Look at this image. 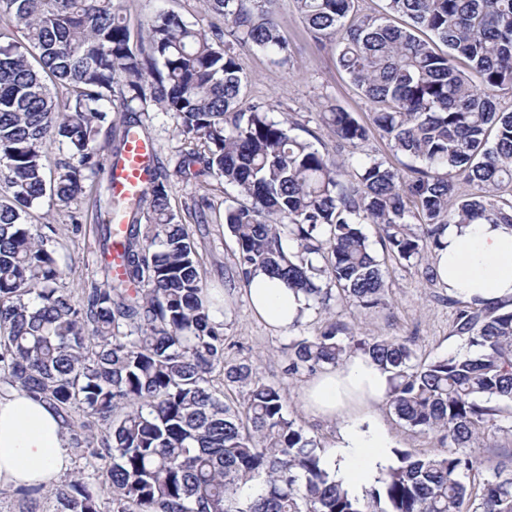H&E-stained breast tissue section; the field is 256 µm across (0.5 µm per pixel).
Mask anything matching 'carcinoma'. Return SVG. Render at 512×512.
Masks as SVG:
<instances>
[{
  "label": "carcinoma",
  "instance_id": "obj_1",
  "mask_svg": "<svg viewBox=\"0 0 512 512\" xmlns=\"http://www.w3.org/2000/svg\"><path fill=\"white\" fill-rule=\"evenodd\" d=\"M125 0H0V381L42 400L61 418L68 447L89 459L55 490L56 512H512V465L502 463L479 499L465 478L467 452L499 429L512 406V304L453 297L465 347L413 363L409 341L357 339L330 322L288 347V371L334 369L369 357L389 373L397 417L440 448L393 450L375 484L352 494L322 465L315 439L286 412L288 392L256 364L224 362L188 225L173 210L156 165L139 195L101 199L93 176L121 113L146 133L133 103L151 101L185 136L175 175L217 177L237 188L224 207L236 238L235 278L258 270L329 310L332 289L354 307L387 306L382 249L421 265L449 224L512 226V0H384L381 18L354 0H295L307 32L333 45L337 65L375 105L370 125L328 104L324 122L345 156L291 134L274 106L243 108L236 48L290 61L278 0H202L224 19L202 30L161 9L131 27ZM447 51L441 52L437 44ZM410 160L396 168L357 156L370 131ZM66 148L47 170L45 147ZM50 196L60 209L93 199L104 280L79 303L61 287L47 237L28 223ZM124 219L122 276L112 277V220ZM292 248L285 249V244ZM224 369L244 389L231 405L209 375ZM106 424L103 435L92 425Z\"/></svg>",
  "mask_w": 512,
  "mask_h": 512
}]
</instances>
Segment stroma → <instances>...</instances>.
I'll return each mask as SVG.
<instances>
[{"instance_id":"stroma-1","label":"stroma","mask_w":512,"mask_h":512,"mask_svg":"<svg viewBox=\"0 0 512 512\" xmlns=\"http://www.w3.org/2000/svg\"><path fill=\"white\" fill-rule=\"evenodd\" d=\"M128 17L137 21L153 15L157 10H172L185 21L208 26L211 22L202 10L199 0H128ZM278 21L281 32L291 50V67L273 63L270 56L258 50H240L239 64L249 78L245 99L249 102L268 101L279 111L290 113L300 130L309 131L311 142L318 150H334L337 142L321 120V105L333 101L360 122L367 123L372 103L349 77L336 65L331 45H318L307 33L295 10L294 0H279ZM146 127L161 166L173 171L177 162L180 140L174 132L172 120L159 112H152ZM171 204L176 211H184L194 200L208 198L220 205L236 199L237 191L224 181L210 179L208 184L173 176L169 182ZM80 215V224H72V215ZM38 232L54 226L56 233L52 246L65 271L63 283L71 294H78L81 285L91 279H101L97 225L99 219L91 202L83 200L72 212L58 210L50 198H43L30 219ZM195 248L200 260V272L211 292L223 296V303L212 310V320L224 331V360L234 364L245 359L259 361L264 379L280 383L289 392L287 410L309 435L321 446L322 454L335 452L336 422L323 419L304 405V390L313 375L288 373V345L291 332L268 327L252 311L242 285H229L226 277L233 271L237 242L223 225H207L205 231L194 234ZM389 305L368 314L359 313L345 303H337L334 314L309 313L302 322L301 333L315 335L330 318H337L351 327L358 337L397 336L409 339L414 360L426 363L460 350L461 337L453 335L455 310L448 305V290L422 275L420 268L389 266ZM375 413L395 448H408L420 454L436 451L433 436L418 433L399 420L388 402L376 403ZM501 432L491 438L488 446L474 449V456L482 462L476 485H483L499 462L512 457V413L502 412Z\"/></svg>"}]
</instances>
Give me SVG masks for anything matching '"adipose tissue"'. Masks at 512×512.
Returning <instances> with one entry per match:
<instances>
[{"label":"adipose tissue","instance_id":"adipose-tissue-1","mask_svg":"<svg viewBox=\"0 0 512 512\" xmlns=\"http://www.w3.org/2000/svg\"><path fill=\"white\" fill-rule=\"evenodd\" d=\"M436 255L438 281L450 295L486 303L512 300V227L448 225ZM253 312L271 328L287 329L307 314L302 294L257 274L245 287ZM389 381L369 358L354 355L319 374L305 388L308 409L338 424L337 452L324 458L352 490L370 484L385 461L386 430L372 413ZM70 468L65 429L48 404L11 389L0 393V486L48 487Z\"/></svg>","mask_w":512,"mask_h":512}]
</instances>
